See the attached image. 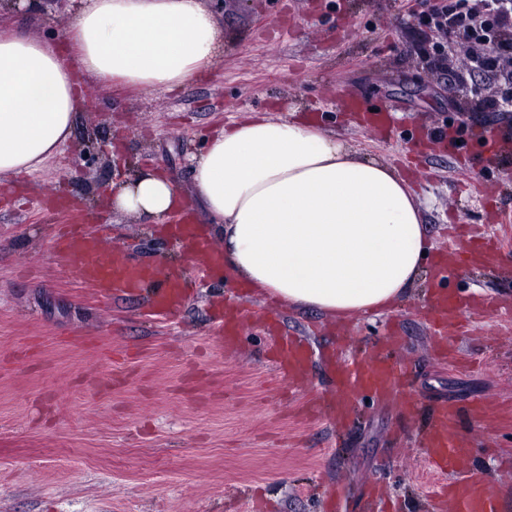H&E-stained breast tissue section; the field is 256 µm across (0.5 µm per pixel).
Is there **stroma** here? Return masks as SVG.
<instances>
[{"label":"stroma","instance_id":"1","mask_svg":"<svg viewBox=\"0 0 512 512\" xmlns=\"http://www.w3.org/2000/svg\"><path fill=\"white\" fill-rule=\"evenodd\" d=\"M420 0H224L213 9L222 30L219 63L169 94H147L78 76L83 100L62 155L37 173L0 182V512H382L373 488L394 512H434L440 477L425 463V413L449 403L488 405L489 420L463 417L472 470L512 512V256L457 268L444 284L453 295L499 299L487 314L461 308L460 352L440 364L425 307L428 277L390 312L350 321L353 355L388 347L407 371L418 410L401 414L350 394L351 422L335 434L304 407L330 387L321 354L336 338L327 317L244 295L211 273L170 317L148 313L150 289L91 299L73 269L57 266L51 244L69 215L42 204L65 196L105 249L163 273L192 274L197 263L180 241L146 218L113 210V183L141 166L189 187L188 159L209 131L250 112L285 118L317 115L325 129L362 153L394 164L426 208L429 233L447 248L459 230L512 235L497 222L512 210V156L480 159L490 129L512 126V112L481 109L448 89L473 52L453 66L428 63L443 32L420 27L405 10ZM0 23L55 45L64 34L56 6L17 11ZM397 109L375 133L345 111L348 97ZM457 137L456 149L438 141ZM99 151L83 159L87 137ZM245 299L253 321L241 343L212 328L226 301ZM277 310L284 328L312 350L309 384L291 388L272 372L262 319Z\"/></svg>","mask_w":512,"mask_h":512}]
</instances>
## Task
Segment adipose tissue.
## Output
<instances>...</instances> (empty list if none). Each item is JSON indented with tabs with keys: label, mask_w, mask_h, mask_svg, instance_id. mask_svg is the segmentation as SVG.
I'll return each mask as SVG.
<instances>
[{
	"label": "adipose tissue",
	"mask_w": 512,
	"mask_h": 512,
	"mask_svg": "<svg viewBox=\"0 0 512 512\" xmlns=\"http://www.w3.org/2000/svg\"><path fill=\"white\" fill-rule=\"evenodd\" d=\"M67 53L0 29V180L33 174L69 143L77 74L167 93L221 58L201 0H79ZM198 205L224 241L227 278L303 310L350 320L392 310L419 286L435 244L409 183L306 116L252 112L188 160ZM154 222L180 211L176 183L140 168L111 196Z\"/></svg>",
	"instance_id": "obj_1"
}]
</instances>
